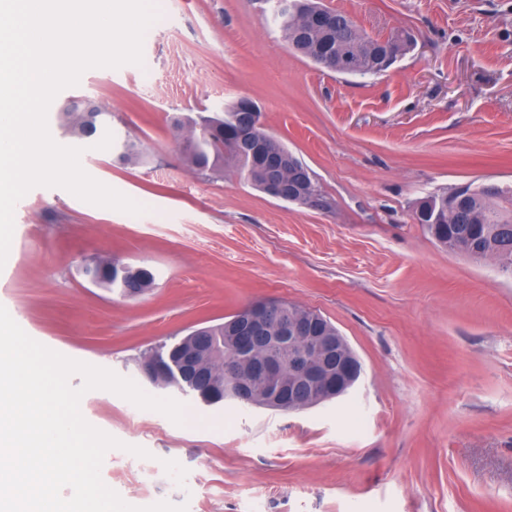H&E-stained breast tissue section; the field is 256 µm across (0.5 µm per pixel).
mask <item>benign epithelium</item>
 Segmentation results:
<instances>
[{
	"label": "benign epithelium",
	"mask_w": 512,
	"mask_h": 512,
	"mask_svg": "<svg viewBox=\"0 0 512 512\" xmlns=\"http://www.w3.org/2000/svg\"><path fill=\"white\" fill-rule=\"evenodd\" d=\"M65 111L84 116L89 136L107 126L106 114L87 99L71 100ZM258 119V106L247 102L245 112L240 114L241 125L252 132L259 127ZM250 145L251 153L259 157L252 178L262 182L266 194L291 201L299 192L306 206L326 207L314 186V176L306 167L297 169L296 184L286 190L283 173L288 168V153L271 136L258 135ZM150 279V269L132 268L123 285L124 294H142ZM231 333L236 347L266 352L262 365L256 369L241 370L231 364L225 367V384L243 404L256 405L264 398L273 405L304 409L315 405L319 398L326 401L345 394L361 374L360 360L344 336H317L314 321L269 301L247 307L235 320ZM213 353L207 329L199 328L164 355L143 360L141 369L154 383L160 377L175 376L185 388L211 390L219 385V374L210 365Z\"/></svg>",
	"instance_id": "7a95c632"
}]
</instances>
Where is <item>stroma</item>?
<instances>
[{
	"mask_svg": "<svg viewBox=\"0 0 512 512\" xmlns=\"http://www.w3.org/2000/svg\"><path fill=\"white\" fill-rule=\"evenodd\" d=\"M370 36L413 43L383 74L315 65L268 0H157L142 65L93 68L48 112L88 98L141 159L89 149L84 170L143 214L36 187L15 206L0 305L35 341L182 400L185 423L91 390L80 411L122 441L101 478L128 504L187 512H512V277L418 224L441 191L512 188V0H322ZM255 101L326 208L272 198L233 163L192 170L179 116ZM149 268L129 298L86 264ZM320 312L362 363L351 392L299 411L206 407L141 371L145 350L255 301ZM147 457L129 453V446Z\"/></svg>",
	"mask_w": 512,
	"mask_h": 512,
	"instance_id": "35a3bbf8",
	"label": "stroma"
}]
</instances>
